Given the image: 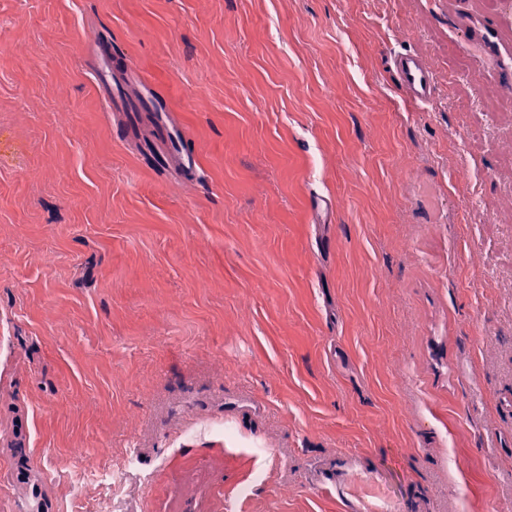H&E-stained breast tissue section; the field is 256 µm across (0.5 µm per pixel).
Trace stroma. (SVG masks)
I'll return each instance as SVG.
<instances>
[{"instance_id":"35a3bbf8","label":"stroma","mask_w":512,"mask_h":512,"mask_svg":"<svg viewBox=\"0 0 512 512\" xmlns=\"http://www.w3.org/2000/svg\"><path fill=\"white\" fill-rule=\"evenodd\" d=\"M462 7L512 29V0H0V512L15 471L50 512H350L346 460L395 512H512V96ZM161 115L195 169L145 149ZM108 47L103 43H95L91 49V58L98 59L100 65L94 68L96 71L97 83L100 89L108 91V86L112 82V62L109 55ZM392 64L402 86L411 97L421 102L431 98L434 76L418 56L401 54L394 58Z\"/></svg>"}]
</instances>
